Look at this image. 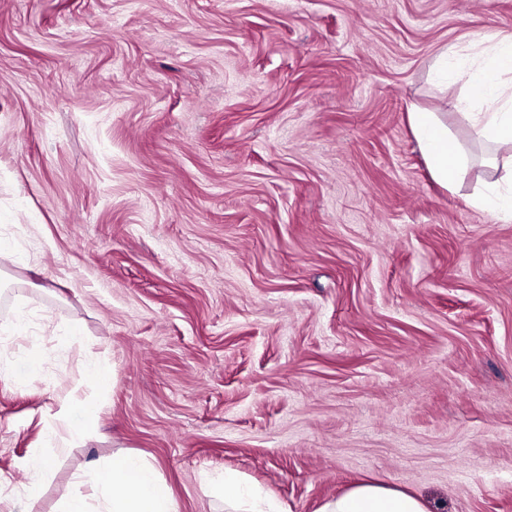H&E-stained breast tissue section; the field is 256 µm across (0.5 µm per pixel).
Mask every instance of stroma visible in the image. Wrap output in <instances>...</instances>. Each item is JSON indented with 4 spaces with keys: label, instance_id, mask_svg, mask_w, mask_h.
<instances>
[{
    "label": "stroma",
    "instance_id": "obj_1",
    "mask_svg": "<svg viewBox=\"0 0 512 512\" xmlns=\"http://www.w3.org/2000/svg\"><path fill=\"white\" fill-rule=\"evenodd\" d=\"M494 32L512 0H0V369L41 366L0 380V512H104L126 452L177 512L227 470L286 512L364 481L512 512V221L471 204L512 144L433 78ZM409 119L435 179L448 188L462 178L469 161L448 135V126L440 122L435 112H410Z\"/></svg>",
    "mask_w": 512,
    "mask_h": 512
}]
</instances>
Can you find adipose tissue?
<instances>
[{
    "label": "adipose tissue",
    "instance_id": "obj_1",
    "mask_svg": "<svg viewBox=\"0 0 512 512\" xmlns=\"http://www.w3.org/2000/svg\"><path fill=\"white\" fill-rule=\"evenodd\" d=\"M437 71L450 84H462L469 99L487 108L473 112L469 120L484 140L512 142V85L502 81L512 73V35L478 39L466 46L449 44L437 56ZM435 179L444 186L467 172L469 161L449 136L436 113L414 111L409 115ZM96 489L111 488L110 512H176L168 485L140 457L121 454L96 471ZM233 512H282L279 504L255 488L228 474L215 485ZM320 512H426L423 501L407 492L378 483H362L326 501Z\"/></svg>",
    "mask_w": 512,
    "mask_h": 512
}]
</instances>
